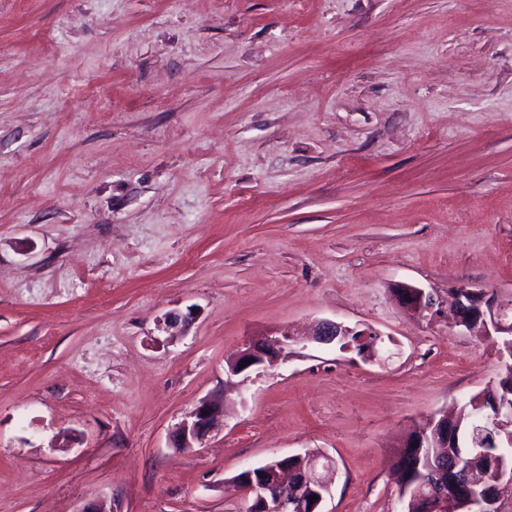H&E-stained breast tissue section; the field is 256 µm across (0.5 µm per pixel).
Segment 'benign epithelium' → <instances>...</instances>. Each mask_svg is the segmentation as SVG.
<instances>
[{"label": "benign epithelium", "instance_id": "1", "mask_svg": "<svg viewBox=\"0 0 512 512\" xmlns=\"http://www.w3.org/2000/svg\"><path fill=\"white\" fill-rule=\"evenodd\" d=\"M396 297L405 311L412 316L425 314L436 316L441 306L433 295L422 288L403 284L396 290ZM451 308L454 313V327L484 339L512 335V300L488 294L481 289L459 287L451 294ZM377 335L371 330H357L342 322L323 320L304 339L299 340L288 332L281 333L282 339L271 345L265 342H251L245 345L236 356L228 362L227 377L239 376L255 368L267 369L288 358V348L303 342L329 345L346 336H360L366 340ZM250 364L240 367L242 361ZM478 409H488V425L492 435L497 436L512 426V403L500 402L495 387L485 389L474 401ZM223 406L210 398L200 400L196 406L177 423L170 434V443L174 448H194L203 443L213 430L217 419L222 416ZM428 428L431 435L420 432L410 443L418 448H446L448 444L459 447L458 431L448 429V416H432ZM307 469L304 482L292 480L293 473L288 470V457L272 459L254 468L245 469V474L234 480L238 491L246 498L259 503L257 512H287L288 490L301 493L307 486H318L315 508H320L331 493V483L326 480L319 469H330L335 463L330 458L296 455ZM483 496L494 504H501L512 498V467L498 465L494 469L491 484L484 485ZM429 512H448V504H453V512H482L484 502L475 501L469 496H460L448 483L439 480L427 496L423 497Z\"/></svg>", "mask_w": 512, "mask_h": 512}]
</instances>
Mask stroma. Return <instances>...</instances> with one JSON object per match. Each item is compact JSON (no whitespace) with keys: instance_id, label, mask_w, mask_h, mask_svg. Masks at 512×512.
<instances>
[{"instance_id":"1","label":"stroma","mask_w":512,"mask_h":512,"mask_svg":"<svg viewBox=\"0 0 512 512\" xmlns=\"http://www.w3.org/2000/svg\"><path fill=\"white\" fill-rule=\"evenodd\" d=\"M401 283L512 296V0H0V512H246L309 452L322 512H402V443L505 359ZM322 319L390 358L227 385ZM395 295L405 311L412 316H438L441 312L439 303L433 295L422 288L403 284L395 290ZM282 339L275 342L277 345L265 342H251L245 345L236 356L228 362L227 377L230 380L232 377L239 376L246 371L255 368L267 369L272 368L278 364L279 360H286L288 358V348L294 344L302 343L303 348L307 343H318L329 345L342 340L346 336H362L363 341L368 339V336H382L381 334L371 330H357L356 328L345 325L342 322L323 320L317 323L314 330L305 337L302 342L293 337L289 331L281 333ZM244 360H251V363L243 368H239ZM206 412V415H203ZM223 406L210 398L200 400L196 406L177 423L170 434L174 448H195L201 445L222 416ZM291 457H293V459L288 460V458ZM299 459L302 465L307 469L304 482L305 484L307 483L309 490L314 491L312 485L319 487L318 490H315L317 493V502L312 510V512H314L316 509H320L323 501L331 493V483L319 473L321 459H325L322 465L323 470L330 469L333 466L335 467L334 461L328 457L293 454L275 458L264 464L246 468L241 471L245 472L243 476L235 479L238 473L232 480L235 479L234 484L245 498L256 499V503H260L259 507L256 509L257 512H287L288 483L292 481L294 474L288 470V467H297L300 463ZM255 469H258V473L262 476L260 483L254 482L253 471ZM299 511H296V508L293 507L291 511L288 512Z\"/></svg>"}]
</instances>
